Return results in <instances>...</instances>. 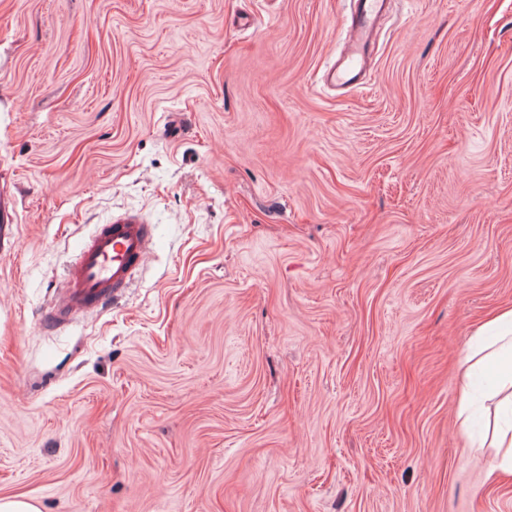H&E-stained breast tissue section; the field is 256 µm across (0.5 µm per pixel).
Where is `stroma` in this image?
Instances as JSON below:
<instances>
[{"label":"stroma","instance_id":"stroma-1","mask_svg":"<svg viewBox=\"0 0 512 512\" xmlns=\"http://www.w3.org/2000/svg\"><path fill=\"white\" fill-rule=\"evenodd\" d=\"M0 0V497L40 512H512L461 428L512 308V0ZM133 212L118 303L46 331ZM351 11L350 39L344 53L345 59L331 66L323 81L336 88H355L361 85L362 62L373 39L377 24L386 11L388 0H354ZM154 224L125 215L102 224L82 241L64 278L62 298L44 315V324L60 328L78 313H90L123 297L154 245ZM472 355L465 356V381L460 391L462 414L471 405L476 381L481 378L477 367L489 369L486 397L494 398L512 388V309L501 312L479 327L474 334ZM476 360L473 361V358Z\"/></svg>","mask_w":512,"mask_h":512}]
</instances>
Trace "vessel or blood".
Returning a JSON list of instances; mask_svg holds the SVG:
<instances>
[{
	"label": "vessel or blood",
	"mask_w": 512,
	"mask_h": 512,
	"mask_svg": "<svg viewBox=\"0 0 512 512\" xmlns=\"http://www.w3.org/2000/svg\"><path fill=\"white\" fill-rule=\"evenodd\" d=\"M388 0H353L345 58L323 75L336 88L360 86L362 62ZM154 227L138 215L100 225L82 241L64 278L63 295L44 315L46 326L64 325L72 316L103 308L123 297L154 245Z\"/></svg>",
	"instance_id": "vessel-or-blood-1"
}]
</instances>
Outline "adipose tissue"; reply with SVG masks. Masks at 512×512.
Returning a JSON list of instances; mask_svg holds the SVG:
<instances>
[{"mask_svg": "<svg viewBox=\"0 0 512 512\" xmlns=\"http://www.w3.org/2000/svg\"><path fill=\"white\" fill-rule=\"evenodd\" d=\"M473 358L468 361L460 391L462 408H469L478 379L487 382V397L500 411L493 423L491 445L498 470L512 473V309L501 312L474 334Z\"/></svg>", "mask_w": 512, "mask_h": 512, "instance_id": "obj_1", "label": "adipose tissue"}]
</instances>
